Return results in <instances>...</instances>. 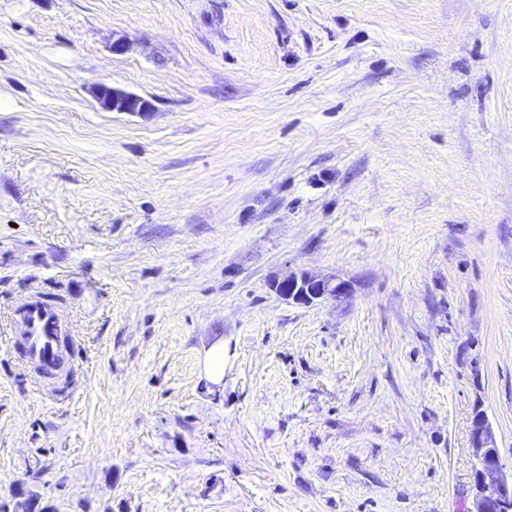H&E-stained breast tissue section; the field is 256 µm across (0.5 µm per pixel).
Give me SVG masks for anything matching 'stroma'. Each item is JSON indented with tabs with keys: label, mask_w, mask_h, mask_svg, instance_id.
Returning <instances> with one entry per match:
<instances>
[{
	"label": "stroma",
	"mask_w": 512,
	"mask_h": 512,
	"mask_svg": "<svg viewBox=\"0 0 512 512\" xmlns=\"http://www.w3.org/2000/svg\"><path fill=\"white\" fill-rule=\"evenodd\" d=\"M479 411L512 466V0H0V512H476ZM101 108L117 112H150L151 104L145 99L105 83H95L91 87ZM271 288L283 299L303 305L345 299L351 293L347 281L335 277H319L303 271L275 279ZM23 355L41 376L59 373L67 364L59 334L64 329L60 314L35 293L21 312ZM202 370L207 381L220 384L224 378V344L213 345L203 359Z\"/></svg>",
	"instance_id": "stroma-1"
}]
</instances>
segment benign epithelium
I'll return each instance as SVG.
<instances>
[{
  "mask_svg": "<svg viewBox=\"0 0 512 512\" xmlns=\"http://www.w3.org/2000/svg\"><path fill=\"white\" fill-rule=\"evenodd\" d=\"M92 93L101 108L107 111H151V104L145 99L105 83L93 84ZM271 288L283 299L303 305L345 299L351 293L349 283L344 280L303 271L275 279ZM470 444L474 457L478 459L472 484L476 512H512V471H506L500 458L490 452L497 447L496 436L482 413L473 416Z\"/></svg>",
  "mask_w": 512,
  "mask_h": 512,
  "instance_id": "7a95c632",
  "label": "benign epithelium"
}]
</instances>
